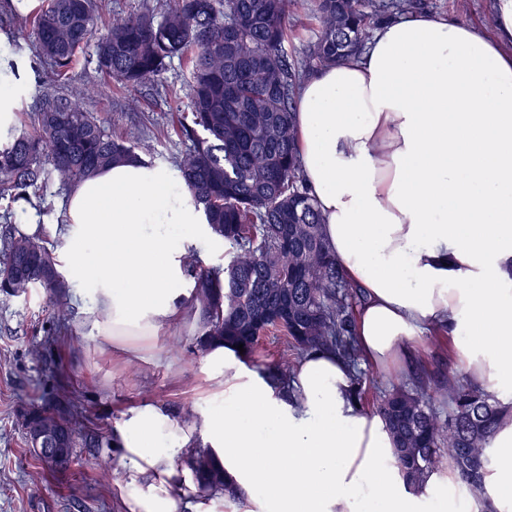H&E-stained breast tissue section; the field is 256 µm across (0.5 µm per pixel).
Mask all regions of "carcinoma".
I'll use <instances>...</instances> for the list:
<instances>
[{
  "label": "carcinoma",
  "instance_id": "obj_1",
  "mask_svg": "<svg viewBox=\"0 0 512 512\" xmlns=\"http://www.w3.org/2000/svg\"><path fill=\"white\" fill-rule=\"evenodd\" d=\"M420 0H168L156 11L112 15L103 31L96 21L103 0H43L26 16L15 14L16 36L31 44L62 85L79 55L95 45L96 72L131 91L164 89L170 62L188 68L185 106H177L174 133L186 141L174 157L185 186L213 238L230 259L222 268L192 259L191 306L199 313L197 350L243 345L252 358L260 336L281 331L285 346L264 373L284 388L297 361L312 351L336 353L352 370V397L366 400L367 373L359 368L353 305L357 294L329 249L322 219L304 180L294 128L300 84L320 69L363 54L382 19L413 14ZM313 18L319 30L303 56L291 61L285 43L292 21ZM154 144L114 137L86 109L83 99L43 91L26 119L0 140V196L21 211H49L44 188L60 189L114 162L151 154ZM10 214L0 233V297L20 298L45 289L59 305L47 341L67 334L69 285L43 226L15 232ZM448 403L437 412L436 399ZM505 405L453 371L430 384L421 377L395 385L375 400L394 442L405 485L420 491L428 476L449 464L480 504L490 444ZM23 419L57 420L48 467L69 468L78 433L85 447L102 448L87 432L89 419L66 390L23 411ZM198 489L232 501L244 492L226 482L224 468L208 449L191 459Z\"/></svg>",
  "mask_w": 512,
  "mask_h": 512
}]
</instances>
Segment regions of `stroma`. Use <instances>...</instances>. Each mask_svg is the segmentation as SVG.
I'll list each match as a JSON object with an SVG mask.
<instances>
[{
  "label": "stroma",
  "instance_id": "35a3bbf8",
  "mask_svg": "<svg viewBox=\"0 0 512 512\" xmlns=\"http://www.w3.org/2000/svg\"><path fill=\"white\" fill-rule=\"evenodd\" d=\"M425 10L448 14L478 26H490L493 0H424ZM30 46L8 42L0 48V73L14 86V112L28 111L47 64H36ZM87 108L101 118H113V134L136 135L141 115L165 125L169 106L105 85L88 99ZM69 335L55 345L46 331L55 317L48 293L32 289L25 297L0 302V512H123L116 482L119 452L78 449L70 468L51 471L29 451L20 413L31 403L51 396L66 381L74 398L92 414L94 422L116 432L124 415L152 403L173 416L200 412L208 404L209 379L204 353L195 351L197 320L179 322L162 333L145 356L121 358L103 353L86 320L87 302L70 299Z\"/></svg>",
  "mask_w": 512,
  "mask_h": 512
}]
</instances>
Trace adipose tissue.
<instances>
[{
  "mask_svg": "<svg viewBox=\"0 0 512 512\" xmlns=\"http://www.w3.org/2000/svg\"><path fill=\"white\" fill-rule=\"evenodd\" d=\"M294 123L323 233L361 288L364 361L392 376L418 333L446 330L469 378L512 390V0L491 30L420 13L381 25L365 54L301 86ZM59 237L102 348L126 352L191 316L187 265L212 234L178 170L139 157L75 183ZM221 407L195 422L130 409L119 429L127 512H201L189 461L206 443L253 512H426L380 418L350 398L345 365L314 352L292 392L207 354ZM483 488L512 512V419Z\"/></svg>",
  "mask_w": 512,
  "mask_h": 512,
  "instance_id": "obj_1",
  "label": "adipose tissue"
}]
</instances>
